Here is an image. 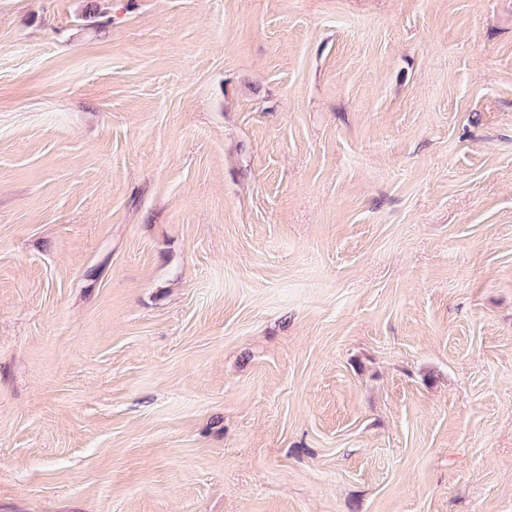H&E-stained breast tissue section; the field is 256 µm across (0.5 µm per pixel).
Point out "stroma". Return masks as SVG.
Listing matches in <instances>:
<instances>
[{
	"mask_svg": "<svg viewBox=\"0 0 512 512\" xmlns=\"http://www.w3.org/2000/svg\"><path fill=\"white\" fill-rule=\"evenodd\" d=\"M0 512H512V0H0Z\"/></svg>",
	"mask_w": 512,
	"mask_h": 512,
	"instance_id": "obj_1",
	"label": "stroma"
}]
</instances>
